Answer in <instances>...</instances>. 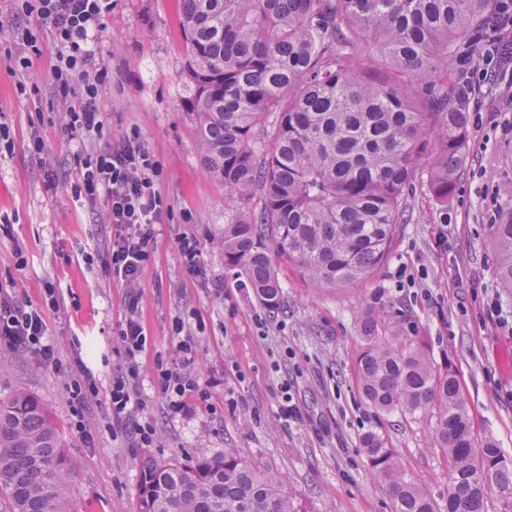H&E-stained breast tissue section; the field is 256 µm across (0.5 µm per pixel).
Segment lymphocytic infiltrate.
<instances>
[{
  "label": "lymphocytic infiltrate",
  "instance_id": "1",
  "mask_svg": "<svg viewBox=\"0 0 512 512\" xmlns=\"http://www.w3.org/2000/svg\"><path fill=\"white\" fill-rule=\"evenodd\" d=\"M23 13L37 16L48 25L58 47L54 69L55 87L67 99L79 87L76 104L61 115L62 130L78 142L76 178L71 186L77 202L103 204L112 235L104 246L86 253L87 263H100L103 271L126 289L125 313L114 342L122 360L107 392H100L93 371L79 365L72 372L68 399L74 408L72 427L86 443L94 436L85 423L84 410L98 396H106L112 421L138 445L154 446L159 437L155 425L146 420L147 402L137 389L141 369L139 357L146 348L147 332L141 321V276L152 258L156 227L165 223L170 206L157 189L161 165L145 147L139 131L130 130L113 143H104L105 120L99 107L100 92L108 71L100 66L90 43L112 11V0H21ZM495 31L477 47L478 62L470 77L475 94L512 77V43L503 38L512 31V0H492ZM100 141V148L86 150V143ZM59 309L58 290H44V303L36 308L21 306L0 285V346L26 350L39 365L60 369L61 363L48 334L47 314ZM173 333L179 341L172 362H157L154 382L169 416L182 414L188 404L210 407L217 381L198 382L191 375L196 363L193 336L183 322Z\"/></svg>",
  "mask_w": 512,
  "mask_h": 512
}]
</instances>
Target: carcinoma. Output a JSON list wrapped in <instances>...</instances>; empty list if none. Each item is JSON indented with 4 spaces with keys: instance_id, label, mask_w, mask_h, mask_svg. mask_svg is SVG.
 Listing matches in <instances>:
<instances>
[{
    "instance_id": "1",
    "label": "carcinoma",
    "mask_w": 512,
    "mask_h": 512,
    "mask_svg": "<svg viewBox=\"0 0 512 512\" xmlns=\"http://www.w3.org/2000/svg\"><path fill=\"white\" fill-rule=\"evenodd\" d=\"M182 2L187 108L207 168L236 200L224 219V265L269 311L281 304V264L315 289L366 282L407 221L418 160L426 192L448 210L469 139L454 57L480 38L492 0ZM492 243L497 284L512 295V212L492 225ZM380 327L379 315L361 317L364 398L428 422L448 460L439 503L385 438L366 431L363 450L393 512H487L493 490L512 494V468L493 440L474 436L456 369L435 368L419 336H382ZM70 474L45 405L24 392L1 399L5 512H70ZM282 486L232 451L148 459L138 512H303Z\"/></svg>"
}]
</instances>
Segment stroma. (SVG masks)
I'll return each mask as SVG.
<instances>
[{"label":"stroma","mask_w":512,"mask_h":512,"mask_svg":"<svg viewBox=\"0 0 512 512\" xmlns=\"http://www.w3.org/2000/svg\"><path fill=\"white\" fill-rule=\"evenodd\" d=\"M182 0H112V11L93 39L109 76L100 93L105 138L141 134L162 164L157 188L171 206L157 228L153 257L142 275L141 317L148 333L139 393L162 436L157 448L112 433L106 399L84 411L94 434L86 445L70 428L66 374L39 366L23 349L0 348V398L22 390L40 399L62 431L72 460L68 496L73 512H136L141 465L146 459L184 461L232 450L262 471L285 476L304 512H392L361 447L364 432L380 433L408 475L434 498L448 487V461L433 448L424 422L377 413L362 397L357 358L363 347L359 320L379 313L386 331L404 327L421 336L434 366L452 360L461 395L479 437L492 438L512 462V334L487 312L490 299L512 311V297L495 283L490 226L512 209V89L499 87L469 108L467 159L447 210L429 198L422 180L409 191L410 219L398 225L388 259L362 287L316 290L294 269L279 271L283 307L270 313L240 277L224 266V217L231 194L207 169L197 126L187 110L189 87L182 34ZM38 40L31 52L27 40ZM57 44L48 27L19 14L15 0H0V123L14 146L0 153V281H14L21 304L40 306L46 283L62 292L48 327L63 365L84 360L99 387H108L119 356L112 338L123 315L125 290L82 251L111 235L104 206L75 202L77 142L59 128L63 108L54 80ZM28 66L18 70V58ZM35 82L32 95L20 82ZM38 135L54 162L55 187L30 154ZM197 237L201 270L188 275L178 242ZM26 252L15 267L13 245ZM196 342L194 374L220 379L213 410L168 417L154 382L156 360L175 357V321ZM289 384L300 417L280 418L281 384Z\"/></svg>","instance_id":"35a3bbf8"}]
</instances>
